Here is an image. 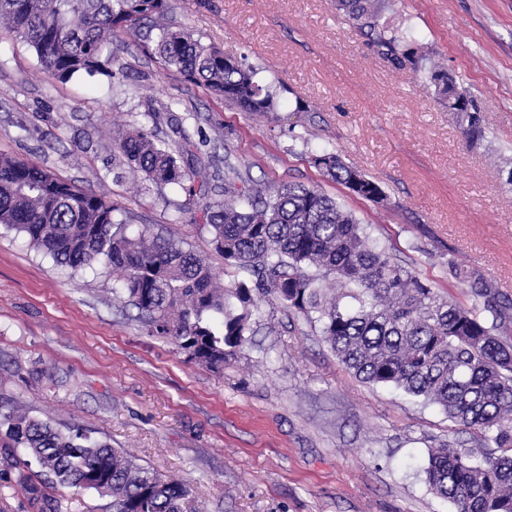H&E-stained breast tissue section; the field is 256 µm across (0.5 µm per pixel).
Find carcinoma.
<instances>
[{"label": "carcinoma", "mask_w": 512, "mask_h": 512, "mask_svg": "<svg viewBox=\"0 0 512 512\" xmlns=\"http://www.w3.org/2000/svg\"><path fill=\"white\" fill-rule=\"evenodd\" d=\"M338 6L379 56L396 67L426 68V55L383 21L384 0H338ZM170 11V0H0V22L29 45L51 82L78 73L113 75L112 36H135ZM151 52L165 69L229 107L274 111L273 93L256 80L255 67L183 28L158 25ZM428 80L464 133L480 140L479 113L453 76L433 66ZM175 134L172 148L152 130L135 127L114 146L148 180L184 190L198 158L189 133L178 127ZM312 163L351 195L386 200L377 182L335 153L315 155ZM224 195L231 200L205 203L189 222L203 225L224 263L254 277L251 287L243 281L218 286L193 250L146 226L132 232L105 196L34 161L0 156V225L74 273L99 268L117 276L112 294L138 310L148 335L170 341L189 361L223 370L249 340L255 297H270L319 324L356 378L421 397L496 447L512 448V340L498 334L512 320V299L494 280L451 265L452 277L477 301L464 307L374 244L352 212L314 187H263L229 166ZM330 279L341 296L326 297L322 282ZM0 446L25 451L0 462L23 490L28 512H64L58 487L96 493L107 500V512H182L188 494L182 482L109 442L79 428L64 431L16 405L0 406ZM422 470L434 494L456 512H512V454L487 453L477 463L472 450L448 447L429 453Z\"/></svg>", "instance_id": "1"}]
</instances>
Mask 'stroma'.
<instances>
[{"label":"stroma","instance_id":"35a3bbf8","mask_svg":"<svg viewBox=\"0 0 512 512\" xmlns=\"http://www.w3.org/2000/svg\"><path fill=\"white\" fill-rule=\"evenodd\" d=\"M173 21L277 90L273 112H241L162 67L141 40H112L114 78L49 83L34 52L0 26V154L39 162L102 193L132 228L192 248L229 285L208 236L183 215L224 197V166L264 186H314L351 209L372 239L439 294L470 305L448 260L512 298V0H395L391 17L476 101L470 142L422 82L368 45L336 0H174ZM305 111H297V104ZM162 113L153 124L151 112ZM189 131L207 174L199 195L130 172L112 132ZM339 154L388 196H351L312 162ZM92 272L68 277L0 226V402L76 424L188 483L183 512H456L421 469L481 440L437 405L357 380L317 327L271 299L254 334L215 373L147 336L134 309Z\"/></svg>","mask_w":512,"mask_h":512}]
</instances>
